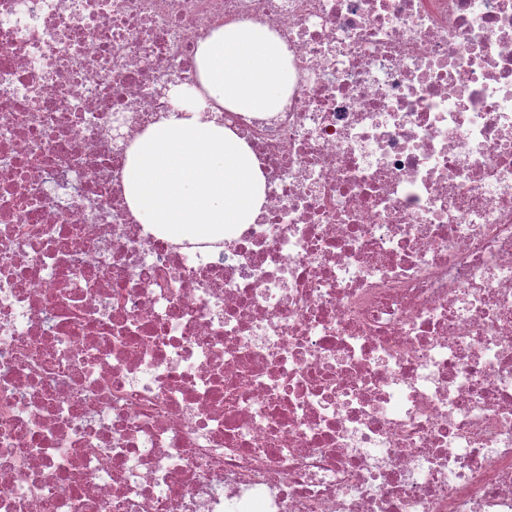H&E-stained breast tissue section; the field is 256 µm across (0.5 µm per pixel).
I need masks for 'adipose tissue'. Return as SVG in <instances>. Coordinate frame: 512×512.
Instances as JSON below:
<instances>
[{
    "instance_id": "obj_1",
    "label": "adipose tissue",
    "mask_w": 512,
    "mask_h": 512,
    "mask_svg": "<svg viewBox=\"0 0 512 512\" xmlns=\"http://www.w3.org/2000/svg\"><path fill=\"white\" fill-rule=\"evenodd\" d=\"M200 89L178 92L176 112L127 152L126 201L169 240L221 241L261 213L265 180L246 143L206 115L278 111L288 93V52L267 28L213 32L196 54Z\"/></svg>"
}]
</instances>
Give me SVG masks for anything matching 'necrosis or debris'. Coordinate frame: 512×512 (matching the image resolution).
Segmentation results:
<instances>
[{"mask_svg": "<svg viewBox=\"0 0 512 512\" xmlns=\"http://www.w3.org/2000/svg\"><path fill=\"white\" fill-rule=\"evenodd\" d=\"M243 22L265 204L173 244L126 153ZM0 512H512V0H0Z\"/></svg>", "mask_w": 512, "mask_h": 512, "instance_id": "1", "label": "necrosis or debris"}]
</instances>
